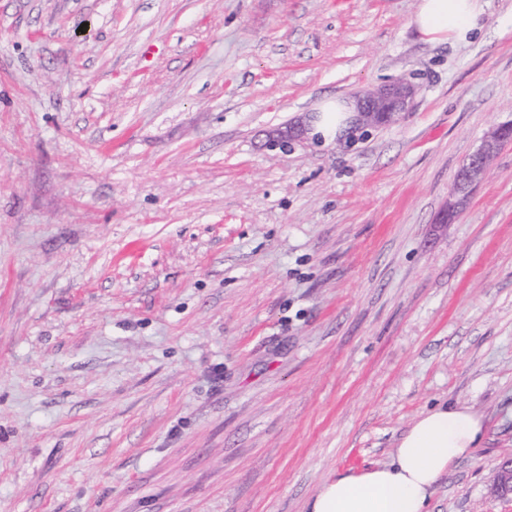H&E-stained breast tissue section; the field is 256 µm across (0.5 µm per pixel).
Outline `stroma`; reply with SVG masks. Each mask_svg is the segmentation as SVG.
Wrapping results in <instances>:
<instances>
[{
  "mask_svg": "<svg viewBox=\"0 0 512 512\" xmlns=\"http://www.w3.org/2000/svg\"><path fill=\"white\" fill-rule=\"evenodd\" d=\"M0 0V512H305L482 416L427 512H512V0ZM405 78L350 147L269 131ZM419 1L411 24L427 41L464 40L481 27V0ZM510 127H512L511 123L501 125L490 132L482 145L457 170L448 206L442 217L443 221L451 220L453 212L458 211L468 202L472 188L488 177L490 174L489 164L503 145V132Z\"/></svg>",
  "mask_w": 512,
  "mask_h": 512,
  "instance_id": "obj_1",
  "label": "stroma"
}]
</instances>
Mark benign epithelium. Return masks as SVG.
Here are the masks:
<instances>
[{"label":"benign epithelium","instance_id":"1","mask_svg":"<svg viewBox=\"0 0 512 512\" xmlns=\"http://www.w3.org/2000/svg\"><path fill=\"white\" fill-rule=\"evenodd\" d=\"M416 96V87L403 79L356 93L354 112L346 134L361 132L384 124L390 112L406 111ZM512 124L501 125L486 137L482 145L457 170L442 222H448V213L466 205L472 188L490 174L489 164L503 145V132ZM493 492L501 497H512V458L498 467Z\"/></svg>","mask_w":512,"mask_h":512}]
</instances>
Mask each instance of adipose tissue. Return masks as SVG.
Wrapping results in <instances>:
<instances>
[{
    "label": "adipose tissue",
    "instance_id": "obj_1",
    "mask_svg": "<svg viewBox=\"0 0 512 512\" xmlns=\"http://www.w3.org/2000/svg\"><path fill=\"white\" fill-rule=\"evenodd\" d=\"M480 0H420L411 23L430 42L466 39L479 29ZM345 100L326 98L316 109L310 133L330 141L346 127ZM484 420L470 408L441 406L412 423L390 463L327 480L309 504V512H426L439 477L477 448Z\"/></svg>",
    "mask_w": 512,
    "mask_h": 512
}]
</instances>
